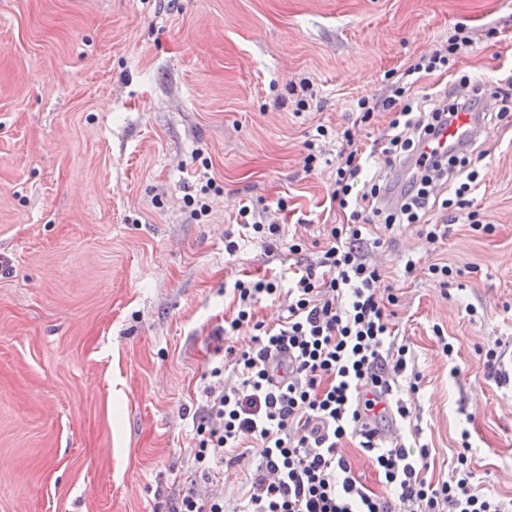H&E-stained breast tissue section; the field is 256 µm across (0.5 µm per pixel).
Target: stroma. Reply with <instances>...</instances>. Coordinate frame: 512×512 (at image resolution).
Here are the masks:
<instances>
[{"mask_svg": "<svg viewBox=\"0 0 512 512\" xmlns=\"http://www.w3.org/2000/svg\"><path fill=\"white\" fill-rule=\"evenodd\" d=\"M458 27L472 47L411 100L512 75V0H0V512H168L190 485L239 512L258 455L204 476L199 413L216 361L255 335H224L234 282L287 283L296 258L238 209L268 208L315 260L325 225L350 221L329 202L343 131L367 153L393 118L356 124L357 99L389 94ZM471 167L467 210L372 224L369 255L411 347L395 435L429 449L436 479L468 447L476 485L507 500L512 385L478 350L501 341L512 363V113L488 120ZM208 176L220 191L197 221L184 201Z\"/></svg>", "mask_w": 512, "mask_h": 512, "instance_id": "35a3bbf8", "label": "stroma"}]
</instances>
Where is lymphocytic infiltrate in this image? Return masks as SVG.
<instances>
[{
	"instance_id": "lymphocytic-infiltrate-1",
	"label": "lymphocytic infiltrate",
	"mask_w": 512,
	"mask_h": 512,
	"mask_svg": "<svg viewBox=\"0 0 512 512\" xmlns=\"http://www.w3.org/2000/svg\"><path fill=\"white\" fill-rule=\"evenodd\" d=\"M471 44L464 28L445 47L420 58L404 77L433 73ZM404 87L382 98L357 101L360 122L375 110L393 111L380 153L388 169H402L405 181L395 208L384 205L393 191L389 181L361 180L357 148L340 152L331 204L351 209L349 224L325 228V245L316 261L295 270L287 288L275 280H238L233 286L237 313L225 321V335L253 323V345L236 358L231 371L217 366L220 390H208L197 424V463L225 459L244 445L259 449V474L246 512H512V500L482 493L466 453H458L450 479H427L428 448L382 444L383 422L408 419L411 410L395 398L394 387L408 369L410 346L392 332L394 295H382V274L367 256L364 214L383 218L386 227L415 223L430 209V186L447 176V154L424 152L426 142L459 113L487 114L478 96L431 97L426 109L404 102ZM362 184V209H352L355 184ZM283 296L287 315L268 325L255 320L262 296ZM358 436L359 446L390 490L383 499L357 479L340 449L344 438Z\"/></svg>"
}]
</instances>
